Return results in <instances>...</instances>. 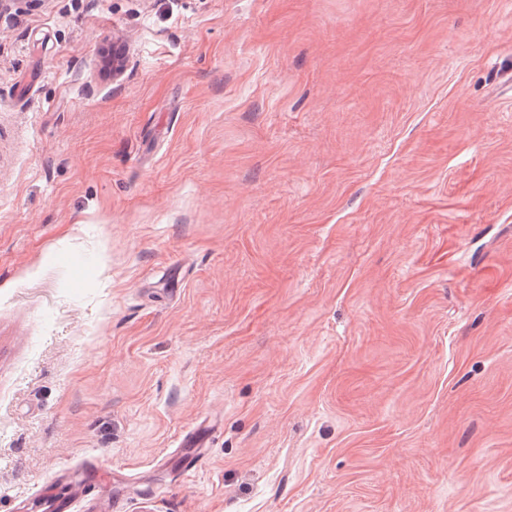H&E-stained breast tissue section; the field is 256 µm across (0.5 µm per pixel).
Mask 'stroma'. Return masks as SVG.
Returning <instances> with one entry per match:
<instances>
[{"mask_svg":"<svg viewBox=\"0 0 512 512\" xmlns=\"http://www.w3.org/2000/svg\"><path fill=\"white\" fill-rule=\"evenodd\" d=\"M48 496L512 512V0L0 12V512Z\"/></svg>","mask_w":512,"mask_h":512,"instance_id":"stroma-1","label":"stroma"}]
</instances>
